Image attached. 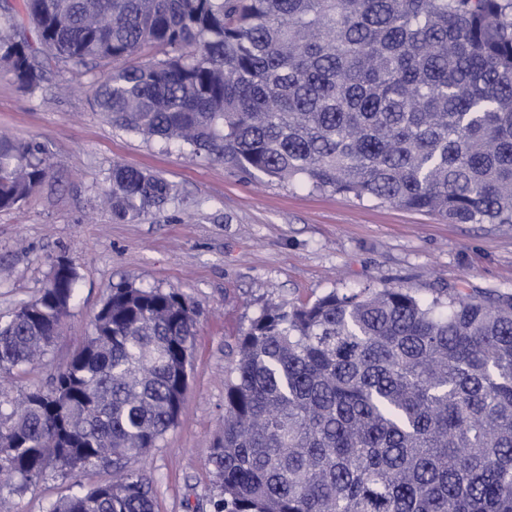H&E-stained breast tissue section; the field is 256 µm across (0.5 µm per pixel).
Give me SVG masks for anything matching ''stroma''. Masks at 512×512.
I'll list each match as a JSON object with an SVG mask.
<instances>
[{
    "label": "stroma",
    "instance_id": "35a3bbf8",
    "mask_svg": "<svg viewBox=\"0 0 512 512\" xmlns=\"http://www.w3.org/2000/svg\"><path fill=\"white\" fill-rule=\"evenodd\" d=\"M110 64L50 65L29 93L0 70V132L41 143L52 171L28 200L0 210V317L43 288L63 257L78 280L68 315L43 361L0 376V402L48 387L92 332L113 288L179 289L196 308L197 342L178 423L155 448L123 463L151 477L155 512H211L210 458L224 433V385L241 332L270 301L313 302L332 290L402 286L431 297L456 287L512 292V224H449L298 183L258 181L224 162L120 129L94 106ZM176 185L163 213L126 223L103 194L113 164ZM112 469L48 475L0 492V512H49L75 486L92 489Z\"/></svg>",
    "mask_w": 512,
    "mask_h": 512
}]
</instances>
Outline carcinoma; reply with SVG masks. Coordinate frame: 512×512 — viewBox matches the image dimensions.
<instances>
[{"mask_svg": "<svg viewBox=\"0 0 512 512\" xmlns=\"http://www.w3.org/2000/svg\"><path fill=\"white\" fill-rule=\"evenodd\" d=\"M0 67L31 93L37 54L103 61L112 125L251 178L512 224V0H22L0 6ZM25 15L35 47L18 29ZM163 57L138 61L143 49ZM44 147L0 135V209L50 173ZM112 214L177 199L112 166ZM77 286L57 259L0 321V374L54 344ZM196 309L177 289L116 288L49 389L0 407L10 486L144 455L175 425ZM213 512H512V294L335 290L263 308L238 339ZM121 473L49 512H154Z\"/></svg>", "mask_w": 512, "mask_h": 512, "instance_id": "carcinoma-1", "label": "carcinoma"}]
</instances>
